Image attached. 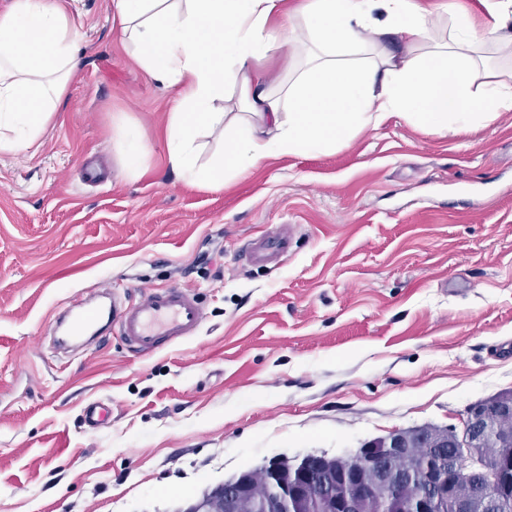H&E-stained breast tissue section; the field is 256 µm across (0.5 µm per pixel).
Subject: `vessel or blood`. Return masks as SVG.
Masks as SVG:
<instances>
[{"label": "vessel or blood", "mask_w": 512, "mask_h": 512, "mask_svg": "<svg viewBox=\"0 0 512 512\" xmlns=\"http://www.w3.org/2000/svg\"><path fill=\"white\" fill-rule=\"evenodd\" d=\"M294 235L291 225L267 231L253 242L249 261L281 259ZM99 295V300L82 303L72 313L67 335L57 339L60 349L69 350L82 341L85 331L106 322L134 352L150 354L166 344L196 336L205 320L201 302L178 285L141 288L131 303L114 297L108 286Z\"/></svg>", "instance_id": "1"}]
</instances>
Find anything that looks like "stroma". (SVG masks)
Segmentation results:
<instances>
[{
  "label": "stroma",
  "mask_w": 512,
  "mask_h": 512,
  "mask_svg": "<svg viewBox=\"0 0 512 512\" xmlns=\"http://www.w3.org/2000/svg\"><path fill=\"white\" fill-rule=\"evenodd\" d=\"M446 5L475 31L480 0ZM78 66L45 133L0 153V512H176L238 472L461 427L512 390V112L455 131L391 115L223 186L168 161L178 86L123 39L115 0H70ZM147 145L131 159L116 128ZM297 225L277 266L252 238ZM111 282L195 293L197 336L153 354L107 333L55 353L59 311ZM93 400L112 409L95 430Z\"/></svg>",
  "instance_id": "35a3bbf8"
}]
</instances>
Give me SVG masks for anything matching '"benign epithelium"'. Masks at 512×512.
Instances as JSON below:
<instances>
[{"instance_id": "benign-epithelium-1", "label": "benign epithelium", "mask_w": 512, "mask_h": 512, "mask_svg": "<svg viewBox=\"0 0 512 512\" xmlns=\"http://www.w3.org/2000/svg\"><path fill=\"white\" fill-rule=\"evenodd\" d=\"M512 402L471 404L462 429L421 432L415 442L401 430L330 456L307 454L240 472L220 484L224 512H246L259 500L270 512H372L386 504L394 512H506L512 504V433L502 420ZM496 449L487 465L486 449Z\"/></svg>"}]
</instances>
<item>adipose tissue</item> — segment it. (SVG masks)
I'll use <instances>...</instances> for the list:
<instances>
[{"label": "adipose tissue", "instance_id": "1", "mask_svg": "<svg viewBox=\"0 0 512 512\" xmlns=\"http://www.w3.org/2000/svg\"><path fill=\"white\" fill-rule=\"evenodd\" d=\"M282 2L119 0L140 65L181 87L167 149L186 180L220 185L267 158L326 152L394 112L444 129L512 111V84L479 66L480 39L463 16L436 42L414 0H303L294 22ZM74 30L65 0H13L0 13L1 153L29 149L53 119L77 68ZM285 40L299 44L304 64L285 78L257 70ZM365 48L371 58L355 59ZM228 88L233 109L215 111ZM204 132L224 145L206 161Z\"/></svg>", "mask_w": 512, "mask_h": 512}]
</instances>
